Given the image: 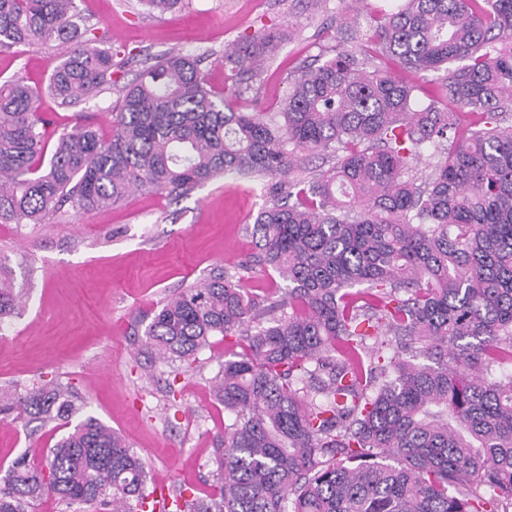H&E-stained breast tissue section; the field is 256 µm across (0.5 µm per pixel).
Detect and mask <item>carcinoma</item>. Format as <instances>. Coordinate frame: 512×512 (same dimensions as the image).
<instances>
[{"mask_svg":"<svg viewBox=\"0 0 512 512\" xmlns=\"http://www.w3.org/2000/svg\"><path fill=\"white\" fill-rule=\"evenodd\" d=\"M359 51L299 68L280 110L217 97L202 59L144 62L119 90L112 135L77 122L49 145L39 92L0 82V223L41 224L135 190L179 197L226 173L271 176L251 234L256 253L174 291L145 329L167 363L214 336L245 345L214 377L224 434L220 497L182 512H507L512 506V0H396L374 10ZM75 0H0V51L67 46L49 77L62 104L112 84V49ZM282 38L224 51L239 80ZM437 75L428 103L404 74ZM334 157L311 168L308 156ZM429 173L408 178L423 156ZM276 274L267 304L241 272ZM22 292L0 288V320ZM428 362L416 361L418 357ZM43 423L84 408L72 387L36 382L7 399ZM0 512L45 494L102 512H147L142 458L88 416L43 467L17 462Z\"/></svg>","mask_w":512,"mask_h":512,"instance_id":"1","label":"carcinoma"}]
</instances>
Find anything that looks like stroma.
<instances>
[{
    "label": "stroma",
    "mask_w": 512,
    "mask_h": 512,
    "mask_svg": "<svg viewBox=\"0 0 512 512\" xmlns=\"http://www.w3.org/2000/svg\"><path fill=\"white\" fill-rule=\"evenodd\" d=\"M96 36L112 46L114 80H132L146 59L179 52L203 56L201 72L216 93L230 87L224 49L265 31L293 30L260 74L239 84L238 105L277 111L290 79L323 49L357 51L369 33L374 0H360L359 31L338 32L342 0H187L182 10L150 14L141 0H75ZM63 48L18 46L0 52V80L44 87ZM117 91L72 108L51 95L39 107L55 131L83 113L102 138L112 134ZM267 177H216L174 198L135 192L87 214L64 207L40 224L0 223V286L24 289L21 315L0 322V389L35 381L71 385L84 415L121 433L151 479L188 494L216 487L212 443L224 431V407L213 395L234 338L214 337L192 366L156 360L144 331L162 301L217 267L254 252L247 225L265 202ZM66 433L57 423L0 417V477L18 458L40 463Z\"/></svg>",
    "instance_id": "1"
}]
</instances>
